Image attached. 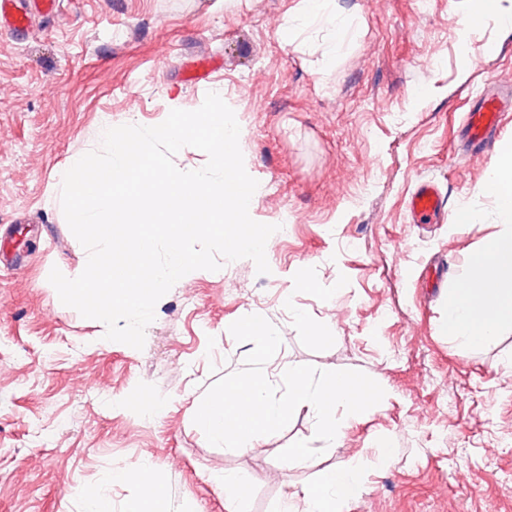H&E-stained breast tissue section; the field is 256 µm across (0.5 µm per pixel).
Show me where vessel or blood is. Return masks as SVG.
Returning a JSON list of instances; mask_svg holds the SVG:
<instances>
[{
	"label": "vessel or blood",
	"mask_w": 512,
	"mask_h": 512,
	"mask_svg": "<svg viewBox=\"0 0 512 512\" xmlns=\"http://www.w3.org/2000/svg\"><path fill=\"white\" fill-rule=\"evenodd\" d=\"M512 112V87L499 85L483 92L471 108L462 126L464 153L484 151L498 135L501 113ZM408 208L417 224H441L448 217L446 199L440 187L431 181L419 182L412 193Z\"/></svg>",
	"instance_id": "b4317fda"
}]
</instances>
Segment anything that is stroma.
<instances>
[{"label": "stroma", "mask_w": 512, "mask_h": 512, "mask_svg": "<svg viewBox=\"0 0 512 512\" xmlns=\"http://www.w3.org/2000/svg\"><path fill=\"white\" fill-rule=\"evenodd\" d=\"M334 2L350 33L331 65L330 28L279 36L301 0H62L30 34L0 29V512H84L82 490L135 461L167 489L158 512H225L215 473L250 475L242 512H279L351 459L368 483L343 512H512V326L477 351L440 331L449 289L505 221L483 185L512 149V112L488 155L461 160L459 134L489 84H512V23L462 34L468 0ZM217 88L259 183L249 214L288 231L269 273L240 259L178 281L143 349L105 340L48 280L86 257L59 176L103 126H155ZM423 180L478 223H411ZM250 314L282 337L271 383L298 365L357 370L388 400L333 448L303 411L256 447L209 444L192 412L243 368L253 345L228 328ZM301 445L313 462L289 464Z\"/></svg>", "instance_id": "obj_1"}]
</instances>
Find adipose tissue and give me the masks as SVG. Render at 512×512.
Masks as SVG:
<instances>
[{"label": "adipose tissue", "instance_id": "1", "mask_svg": "<svg viewBox=\"0 0 512 512\" xmlns=\"http://www.w3.org/2000/svg\"><path fill=\"white\" fill-rule=\"evenodd\" d=\"M328 23L332 39L325 54L334 62L348 28L338 22L332 0H306L300 13L286 21L282 34L296 27ZM512 324V225L507 224L488 238L474 255L466 280L448 295V315L443 331L466 350L480 349L492 342L500 329ZM115 479L131 481L140 488L127 512H155L164 493L145 463L135 462L115 472ZM368 473L363 461L349 460L325 472L317 485L302 488L287 500L282 512H341L344 504L359 499L366 491Z\"/></svg>", "mask_w": 512, "mask_h": 512}]
</instances>
